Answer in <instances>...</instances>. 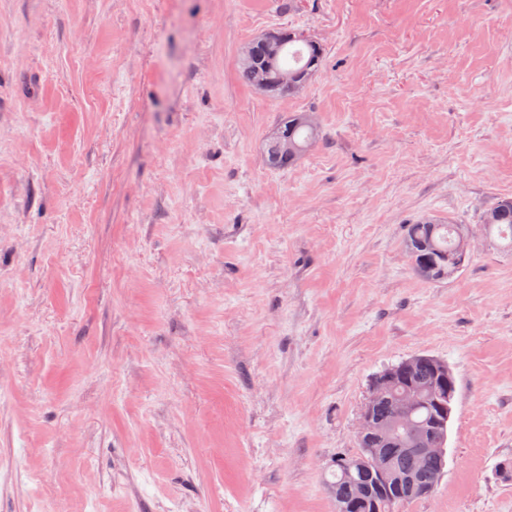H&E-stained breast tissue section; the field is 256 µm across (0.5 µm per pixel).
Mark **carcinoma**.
Segmentation results:
<instances>
[{
  "label": "carcinoma",
  "instance_id": "cac0c4a2",
  "mask_svg": "<svg viewBox=\"0 0 512 512\" xmlns=\"http://www.w3.org/2000/svg\"><path fill=\"white\" fill-rule=\"evenodd\" d=\"M324 56V49L311 39H304L290 30L282 39L268 40L261 36L250 40L243 47L238 61L240 81L252 88L274 84L283 69L297 75V80L285 93L294 97L312 82ZM285 133L274 131L267 139V162L274 167L294 164L308 148L320 138V128L312 112H297L284 124ZM488 236L506 241L512 250V197H503L485 209L479 219ZM468 241V228L453 220L423 217L405 226L404 247L414 273L430 283L451 279L461 269L454 263ZM416 389L421 398L401 418L397 415L395 396L405 386ZM457 393L456 379L446 384L438 383L434 359L423 356L416 359L408 372L400 378L394 390L382 396L372 407V416L386 435L370 446L369 454L386 460L396 477L416 474L420 492L407 493L405 486L393 482L383 484L367 469L355 467L347 470L345 463H352L354 455L336 457L332 470L334 481L329 491L334 501L357 503V512H395L408 504L430 495L444 474L445 458H416L405 451L420 437L436 436L433 448H444L448 429L436 427V403L452 406Z\"/></svg>",
  "mask_w": 512,
  "mask_h": 512
}]
</instances>
